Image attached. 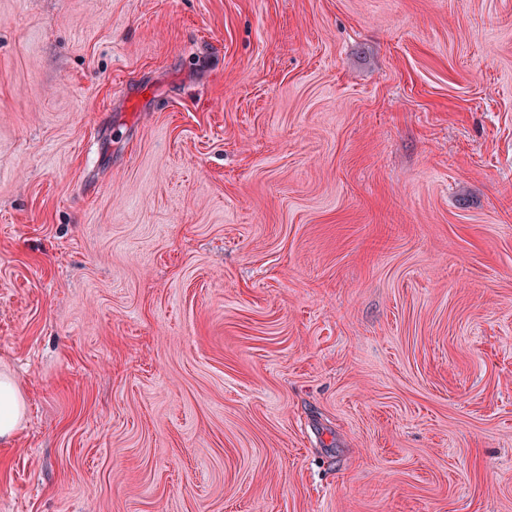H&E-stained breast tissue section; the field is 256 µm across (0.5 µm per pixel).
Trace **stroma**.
I'll use <instances>...</instances> for the list:
<instances>
[{
	"mask_svg": "<svg viewBox=\"0 0 512 512\" xmlns=\"http://www.w3.org/2000/svg\"><path fill=\"white\" fill-rule=\"evenodd\" d=\"M0 512H512V0H0ZM26 401L8 372L0 373V442L13 439L25 416Z\"/></svg>",
	"mask_w": 512,
	"mask_h": 512,
	"instance_id": "35a3bbf8",
	"label": "stroma"
}]
</instances>
